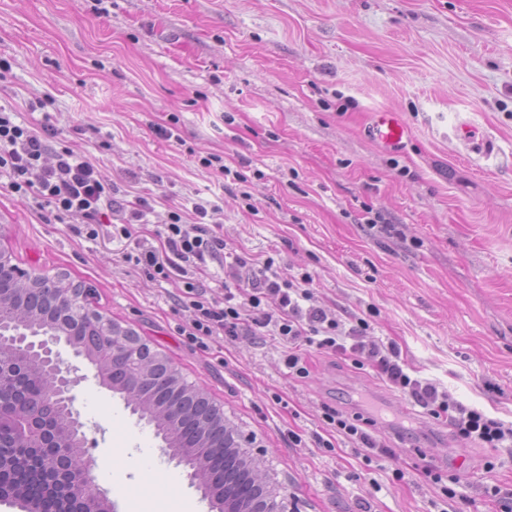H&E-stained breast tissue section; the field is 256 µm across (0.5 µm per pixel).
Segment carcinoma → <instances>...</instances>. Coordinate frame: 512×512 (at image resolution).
Segmentation results:
<instances>
[{
	"instance_id": "1",
	"label": "carcinoma",
	"mask_w": 512,
	"mask_h": 512,
	"mask_svg": "<svg viewBox=\"0 0 512 512\" xmlns=\"http://www.w3.org/2000/svg\"><path fill=\"white\" fill-rule=\"evenodd\" d=\"M19 325L30 329L50 325L63 334L69 327L66 321L61 323L56 318L38 317L20 302L0 308L1 327L8 330ZM19 349L21 346L13 341L0 342V362L15 364L14 374L4 379L0 399L7 412L33 414L47 393V385L30 354H21ZM104 368L109 373L114 369L118 371L126 382L128 402L154 425L157 434L163 436L172 456L191 466L217 512H225L222 477L226 473L250 489L248 499L233 501L231 507L249 512L266 507L269 490L264 485V474L258 463L235 451L239 434L219 407L212 404L202 387L188 383L164 358L152 366L131 364L109 355L105 358ZM174 404L182 409L183 417L178 424L169 416V408ZM69 442L70 434L59 425L36 448L13 444L0 446V493L19 491L22 499L36 502L40 512H66L61 494L49 489L38 473L37 461L41 456H58L67 467L77 466L80 450L67 446Z\"/></svg>"
}]
</instances>
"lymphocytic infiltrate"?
<instances>
[{
    "label": "lymphocytic infiltrate",
    "mask_w": 512,
    "mask_h": 512,
    "mask_svg": "<svg viewBox=\"0 0 512 512\" xmlns=\"http://www.w3.org/2000/svg\"><path fill=\"white\" fill-rule=\"evenodd\" d=\"M55 135V130H38L16 122L13 112L0 107V173L7 174L8 189L21 197L39 199L49 216L79 214L92 223L111 225L113 236L134 244L124 254V261L148 278L183 277L180 304L190 319L182 333L190 341L201 344L221 335L234 336L248 323L267 327L286 346L285 363L296 377L309 375L304 347L348 353L363 359L387 384L407 394L431 417L448 421L462 439L486 448L512 444V425L458 404L434 384L412 377L394 343L367 340L370 324L366 319L348 324L315 304L308 289L309 275L287 280L274 271L272 262L259 267L252 258L238 255L227 273L223 301L207 299L196 275L207 263L221 261L225 249L223 237L201 224L208 214L207 203H194L198 222L191 226L184 224L180 212H171L169 223L155 232L157 245L143 247L137 226L145 221V209H133L124 222L113 223L111 188L91 162L70 148H53L50 140ZM323 422L355 448L386 456L391 453L387 446L378 445L368 431L369 419L363 416H346L329 409Z\"/></svg>",
    "instance_id": "lymphocytic-infiltrate-1"
}]
</instances>
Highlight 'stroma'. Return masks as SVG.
<instances>
[{
    "label": "stroma",
    "instance_id": "stroma-1",
    "mask_svg": "<svg viewBox=\"0 0 512 512\" xmlns=\"http://www.w3.org/2000/svg\"><path fill=\"white\" fill-rule=\"evenodd\" d=\"M0 58V105L54 125L120 211L145 197L151 225L176 207L192 224L193 203L218 204L227 253L310 274L316 304L367 319L414 376L512 424V0H0ZM379 110L407 121L402 151L365 136ZM169 125L176 140L156 133ZM210 154L230 177L201 165ZM6 181L0 243L14 264L66 274L203 387L289 512H483L487 486L512 490V447L462 440L352 356L307 349L298 378L266 328L191 343L180 278L148 279L111 226L92 237L81 217L45 221ZM372 212L383 226L369 228ZM80 367L86 453L119 512H213L154 427ZM367 392L396 459L320 443L324 411L364 412ZM459 456L448 501L423 469L457 474Z\"/></svg>",
    "mask_w": 512,
    "mask_h": 512
}]
</instances>
